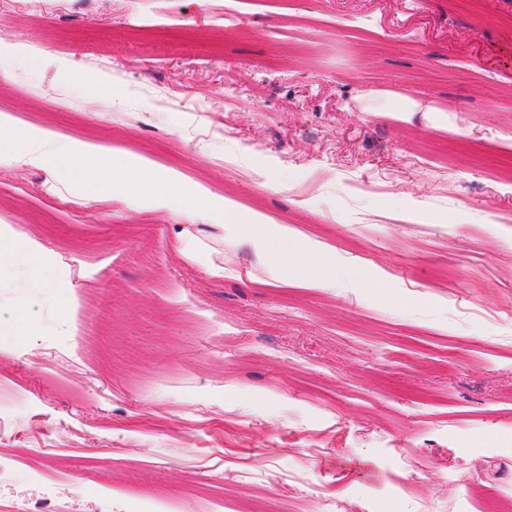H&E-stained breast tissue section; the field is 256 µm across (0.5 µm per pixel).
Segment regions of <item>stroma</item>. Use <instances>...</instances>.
<instances>
[{
    "label": "stroma",
    "mask_w": 512,
    "mask_h": 512,
    "mask_svg": "<svg viewBox=\"0 0 512 512\" xmlns=\"http://www.w3.org/2000/svg\"><path fill=\"white\" fill-rule=\"evenodd\" d=\"M1 112L290 232L0 165V512H512V0H0ZM3 254L13 256V264L0 260V275L16 274L21 269L29 272H37L44 263L45 250L41 243L34 239H28L22 244H16L8 232L6 225L0 226V257Z\"/></svg>",
    "instance_id": "stroma-1"
}]
</instances>
